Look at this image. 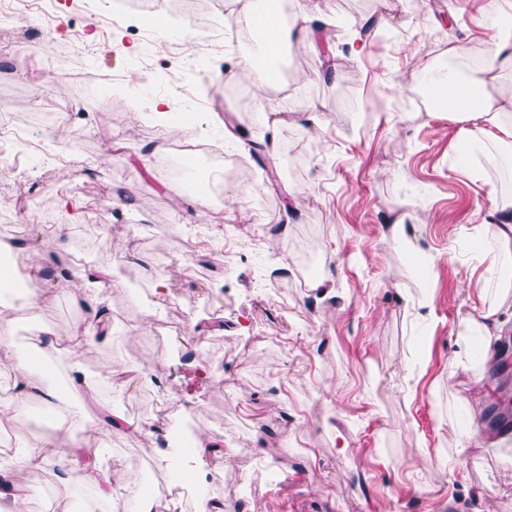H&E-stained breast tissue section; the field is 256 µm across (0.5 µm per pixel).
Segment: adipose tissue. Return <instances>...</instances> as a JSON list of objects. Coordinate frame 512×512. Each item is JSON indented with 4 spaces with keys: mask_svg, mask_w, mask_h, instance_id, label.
<instances>
[{
    "mask_svg": "<svg viewBox=\"0 0 512 512\" xmlns=\"http://www.w3.org/2000/svg\"><path fill=\"white\" fill-rule=\"evenodd\" d=\"M489 57V63L479 70L475 82L483 88H497L496 98L484 99L462 90L446 100L445 107L459 122L460 136L466 144L489 159L507 161L512 159V87L501 88L500 82L503 71L512 70V39L503 36L495 39ZM482 227L489 231L490 241L482 254L485 269L481 275V303L460 324L452 358L453 367L477 373L492 358L497 337L505 323L512 320V281L498 274L499 269L512 265L511 196L493 198L482 218ZM102 272L103 280L97 287L84 289L79 299L84 316L75 328V342L64 349L54 338L43 339L37 348L41 359L37 365L15 355L14 337L19 320L32 317L35 310L47 305L49 291L44 288L39 273L31 272L27 278L29 288L17 302L9 295V276L0 277V372L7 374L12 390L9 398L0 399V420L26 425V401L33 394L54 411L52 430L42 436L39 445L28 446L0 463V480L13 490L8 512H44L42 499L33 492L45 468L44 451L57 447L62 440L72 439L84 422L83 412L64 401L57 387L49 383L44 362L65 354L72 372L71 384L83 389L88 398H96L98 394L99 384L84 374L82 362L103 341L102 289H118L123 285L121 279L112 277L111 265H104ZM56 466L54 492L60 501L71 500L77 486L83 485L95 489L103 512H126L132 502L137 504L138 512H180L177 500L156 498L137 488H114L108 460L87 466L76 452L70 451L60 453Z\"/></svg>",
    "mask_w": 512,
    "mask_h": 512,
    "instance_id": "ef3b65f1",
    "label": "adipose tissue"
}]
</instances>
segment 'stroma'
<instances>
[{
  "instance_id": "obj_1",
  "label": "stroma",
  "mask_w": 512,
  "mask_h": 512,
  "mask_svg": "<svg viewBox=\"0 0 512 512\" xmlns=\"http://www.w3.org/2000/svg\"><path fill=\"white\" fill-rule=\"evenodd\" d=\"M490 0H288L321 29L319 52L305 39L282 49L279 83L256 86L244 60L259 48L230 38H205L199 24L175 15L176 0H151L148 13L124 8L113 24L99 10L62 4L57 23L69 36L56 54L46 36L0 22V105L29 142L47 147L41 164H0V238L22 240L30 261L76 256L82 266L47 282L55 300L20 321L15 350L30 356L39 329L67 340L83 312L71 293L88 269L122 252L114 272L124 289H107L102 309L111 337L84 371L139 373L151 380L110 391L98 402L65 395L85 412L84 434L104 413L125 417L105 438L112 482L140 483V461L155 462L153 486L180 475L167 460L180 428L223 443L216 479L186 474L211 497L246 512H512V426L492 427L499 399L498 360L482 376L451 366L462 318L477 299L473 270L479 214L491 193H512V172L486 161H459L458 125L447 112H410L420 88L414 76L444 64L448 47L466 75L473 51L491 34L476 24ZM160 18L165 34L151 60L185 87L163 128L145 105L167 98L151 72L134 68L137 31ZM365 43L349 52V34ZM103 45L84 55V40ZM290 93L279 91V84ZM73 112L70 140L110 164L86 174L62 163L56 132L40 115L61 105ZM284 114L271 129L267 111ZM223 139V156L240 158L249 179L212 205L173 173L180 142L202 131ZM268 140L279 178L255 166L249 140ZM165 143V154L153 152ZM407 224L418 251L393 239ZM57 227L58 238L45 236ZM233 234L240 251L197 263L208 233ZM327 278L326 289L315 279ZM165 280L164 294L155 291ZM427 296V307H412ZM224 322L221 333L209 321ZM174 409L167 448L146 424L159 401ZM474 417L496 439L493 448L458 451V428ZM430 464H420L419 451Z\"/></svg>"
}]
</instances>
